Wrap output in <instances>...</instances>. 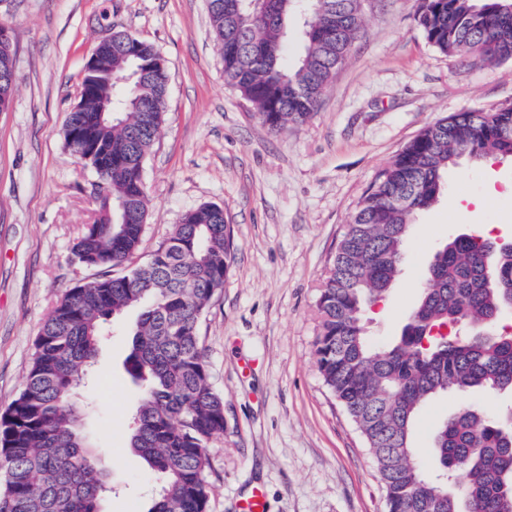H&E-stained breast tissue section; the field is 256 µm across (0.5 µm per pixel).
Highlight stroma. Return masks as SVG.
<instances>
[{
	"label": "stroma",
	"instance_id": "stroma-1",
	"mask_svg": "<svg viewBox=\"0 0 512 512\" xmlns=\"http://www.w3.org/2000/svg\"><path fill=\"white\" fill-rule=\"evenodd\" d=\"M418 0H362L363 29L304 124L271 133L224 82L207 0H0L15 50V89L0 112V408L24 385L36 334L58 298L106 276L70 259L92 223L90 170L65 143L82 70L98 37L124 31L163 56L164 123L144 162L148 219L130 266L144 265L183 215L215 204L233 228L234 262L202 323L224 438L212 462L208 512H236L252 489L266 512H386L376 463L326 387L314 359L323 277L362 196L426 127L465 108L512 105V58L436 50ZM512 185V159L453 167L437 204L420 214L388 296L365 317L380 342L404 324L433 254L462 234L512 240V194L472 217L462 198ZM134 315L114 319L94 379L74 401L114 485L100 512H148L153 478L128 446L138 388L124 368ZM508 393L437 397L415 420L413 443L433 467L438 425L458 408L493 410Z\"/></svg>",
	"mask_w": 512,
	"mask_h": 512
}]
</instances>
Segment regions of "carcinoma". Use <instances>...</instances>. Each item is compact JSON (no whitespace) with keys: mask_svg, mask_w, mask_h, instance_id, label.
<instances>
[{"mask_svg":"<svg viewBox=\"0 0 512 512\" xmlns=\"http://www.w3.org/2000/svg\"><path fill=\"white\" fill-rule=\"evenodd\" d=\"M512 0H419L429 43L487 63L512 56L501 30ZM224 80L272 132L305 122L362 29L361 0H209ZM299 38L297 59H284ZM97 44L99 58L65 142L94 170L96 218L72 260L114 268L137 248L147 220L145 156L163 123L167 75L138 39ZM512 156V109H467L425 128L398 152L359 201L324 278L316 308L315 363L374 457L386 512H512V440L486 410L463 407L437 431L434 476L412 446L416 416L448 393L512 390V335L492 338L512 310V247L486 273V238L462 234L435 252L398 335H367L368 308L391 290L415 216L438 200L462 159ZM124 202L130 223L112 211ZM234 259L224 213H186L149 261L120 277L68 289L43 321L23 389L0 412V512H99L109 479L80 432L71 401L110 319L137 311L125 369L140 387L129 445L158 484L148 512H208L210 445L224 437V396L210 380L201 325Z\"/></svg>","mask_w":512,"mask_h":512,"instance_id":"carcinoma-1","label":"carcinoma"}]
</instances>
